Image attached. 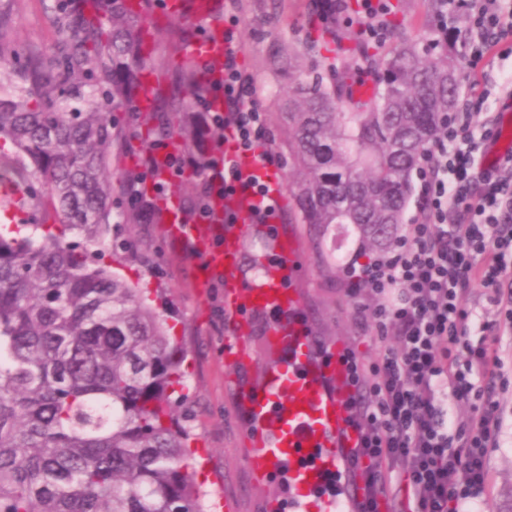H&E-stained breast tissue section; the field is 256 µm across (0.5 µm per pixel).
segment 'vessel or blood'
<instances>
[{
	"label": "vessel or blood",
	"mask_w": 512,
	"mask_h": 512,
	"mask_svg": "<svg viewBox=\"0 0 512 512\" xmlns=\"http://www.w3.org/2000/svg\"><path fill=\"white\" fill-rule=\"evenodd\" d=\"M156 10L171 18L203 25L202 35L190 46L196 58L208 61L227 58L233 49L221 0H158ZM512 154V99L498 110L496 137L486 147L485 165L491 166ZM166 235L190 242L196 254L198 287L214 280L224 284V308L230 315L225 340V360L246 366L251 357L244 342L253 331L256 314L281 311L271 322L267 341L276 357L260 380L243 392L251 426L246 465L257 482L289 475L296 490L295 512H343L346 502L322 494L329 475L341 469L338 448H356L358 436L347 424L346 366L341 355L318 359L312 354V338L302 319L303 300L289 286L300 267V244L293 235H279L277 265L269 267L263 281L251 283L240 274L242 223L250 200L243 195H215V219L188 224L175 199L164 200Z\"/></svg>",
	"instance_id": "obj_1"
}]
</instances>
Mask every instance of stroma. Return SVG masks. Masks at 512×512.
<instances>
[{"label": "stroma", "mask_w": 512, "mask_h": 512, "mask_svg": "<svg viewBox=\"0 0 512 512\" xmlns=\"http://www.w3.org/2000/svg\"><path fill=\"white\" fill-rule=\"evenodd\" d=\"M392 36L386 46H364L346 19L330 21L326 0H225L239 19L240 57L257 78V101L266 112L272 147L281 158L284 187L283 228L301 244L302 271L295 282L303 296V315L312 336L325 347L343 345L372 365L381 349L356 327V312L341 286L342 269L326 265L324 249L311 239L309 225L300 223L294 206L301 176L289 146L283 105L298 84L314 72L336 64L346 72L361 71L365 82L381 80L385 62L404 42L430 45L437 23L428 0H390ZM57 0H0L8 20L14 50L0 61V77L19 83L24 55L40 48L54 55L61 34L54 24ZM293 58L290 71L274 62ZM127 241L115 270L145 288L148 304L163 310L175 335L186 337L191 374L188 393L190 424L198 436L199 478L215 512H267L270 499L287 503L288 488L277 480L256 484L245 464L248 445L246 416L224 359L227 322L221 283L198 288L195 255L186 243L169 239L160 224H120ZM497 381L504 424L491 453V481L478 501L462 505V512H512V343L503 346V366Z\"/></svg>", "instance_id": "obj_1"}]
</instances>
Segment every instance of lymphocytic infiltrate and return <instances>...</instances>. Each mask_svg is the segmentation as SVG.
I'll return each mask as SVG.
<instances>
[{"label": "lymphocytic infiltrate", "mask_w": 512, "mask_h": 512, "mask_svg": "<svg viewBox=\"0 0 512 512\" xmlns=\"http://www.w3.org/2000/svg\"><path fill=\"white\" fill-rule=\"evenodd\" d=\"M360 33L382 47L391 38L387 0H360ZM473 63L512 52V0H473ZM257 81L237 59L224 66L229 113L208 122L232 128L235 147L279 168L268 149L267 116L256 102ZM490 96L482 74L471 72L463 104L438 119V136L415 170L419 218L410 220L390 250L343 266L344 291L357 302L361 329L383 344L380 361L365 366L347 352L352 386L348 421L359 436L344 452L343 472L358 492L353 512H374L391 497L395 512H458L491 480L490 454L503 416L493 383L501 340L512 334V156L486 168L482 155L492 126H477ZM491 289L496 307L472 340L473 284ZM482 402L473 415L450 409Z\"/></svg>", "instance_id": "obj_1"}]
</instances>
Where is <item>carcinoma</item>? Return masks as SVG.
<instances>
[{"instance_id": "obj_1", "label": "carcinoma", "mask_w": 512, "mask_h": 512, "mask_svg": "<svg viewBox=\"0 0 512 512\" xmlns=\"http://www.w3.org/2000/svg\"><path fill=\"white\" fill-rule=\"evenodd\" d=\"M61 4L64 34L52 59L28 53L22 85H0V138L16 155L0 165V197L25 213L0 227V512H206L185 407L188 343L170 334L140 289L113 272L112 196L137 189L143 206L123 219L163 224L146 188L167 189L187 222L213 209L193 174L170 178L158 148L205 162L224 146L206 125L217 87L188 54L185 22L154 16L151 0ZM452 55L403 44L370 102L343 79L316 78L289 100L291 148L304 179L300 220L318 230L352 224L360 251L385 245L402 221L419 147L453 109ZM150 74L154 108L129 111L134 140L111 107L131 105ZM39 102L36 111L29 100ZM37 178L41 189L30 185ZM52 209L79 240L48 231Z\"/></svg>"}]
</instances>
